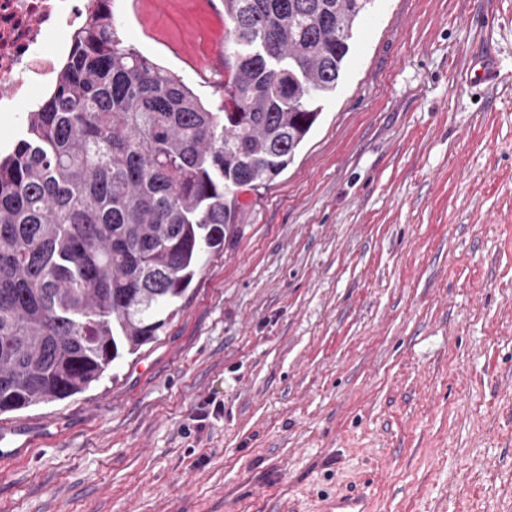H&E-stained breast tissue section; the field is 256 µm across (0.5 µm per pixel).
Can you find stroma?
I'll use <instances>...</instances> for the list:
<instances>
[{"label": "stroma", "instance_id": "1", "mask_svg": "<svg viewBox=\"0 0 512 512\" xmlns=\"http://www.w3.org/2000/svg\"><path fill=\"white\" fill-rule=\"evenodd\" d=\"M112 12L220 100L224 0ZM473 53L512 73V0H373L158 339L0 415V512H512V82L469 84ZM325 512H370L367 499L361 494L337 496L330 502Z\"/></svg>", "mask_w": 512, "mask_h": 512}]
</instances>
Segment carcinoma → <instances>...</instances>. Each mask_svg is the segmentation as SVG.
I'll return each instance as SVG.
<instances>
[{"mask_svg":"<svg viewBox=\"0 0 512 512\" xmlns=\"http://www.w3.org/2000/svg\"><path fill=\"white\" fill-rule=\"evenodd\" d=\"M371 0H224V95L127 45L112 0L0 155V415L85 392L154 342L336 92Z\"/></svg>","mask_w":512,"mask_h":512,"instance_id":"1","label":"carcinoma"}]
</instances>
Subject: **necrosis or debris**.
Listing matches in <instances>:
<instances>
[{
    "instance_id": "1",
    "label": "necrosis or debris",
    "mask_w": 512,
    "mask_h": 512,
    "mask_svg": "<svg viewBox=\"0 0 512 512\" xmlns=\"http://www.w3.org/2000/svg\"><path fill=\"white\" fill-rule=\"evenodd\" d=\"M81 0H0V112L21 111L56 70L47 44L82 21Z\"/></svg>"
}]
</instances>
